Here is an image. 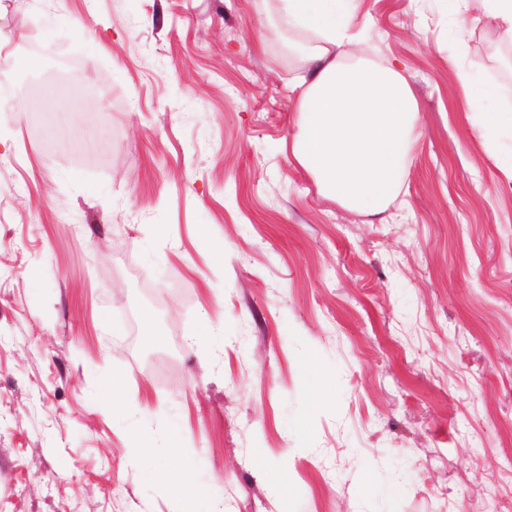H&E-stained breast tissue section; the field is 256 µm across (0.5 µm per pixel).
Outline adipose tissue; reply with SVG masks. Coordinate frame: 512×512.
Segmentation results:
<instances>
[{"mask_svg":"<svg viewBox=\"0 0 512 512\" xmlns=\"http://www.w3.org/2000/svg\"><path fill=\"white\" fill-rule=\"evenodd\" d=\"M346 0H281L302 73L296 82L294 159L321 195L342 207L382 214L398 194L419 123V105L406 76L361 61L364 32L339 15Z\"/></svg>","mask_w":512,"mask_h":512,"instance_id":"ef3b65f1","label":"adipose tissue"}]
</instances>
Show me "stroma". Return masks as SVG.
<instances>
[{"label": "stroma", "instance_id": "stroma-1", "mask_svg": "<svg viewBox=\"0 0 512 512\" xmlns=\"http://www.w3.org/2000/svg\"><path fill=\"white\" fill-rule=\"evenodd\" d=\"M278 8L0 0V71L53 86L38 131L0 112V512H181L167 468L197 512H512V43L467 0H350L420 104L367 217L288 150ZM165 482L170 490L180 496L183 501L182 512H196L197 491L194 485L176 473L165 475Z\"/></svg>", "mask_w": 512, "mask_h": 512}]
</instances>
